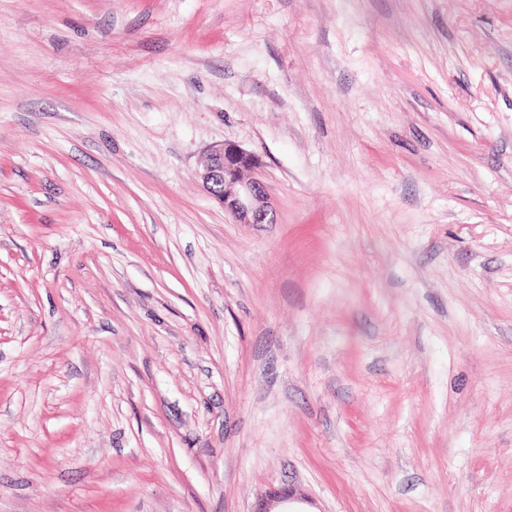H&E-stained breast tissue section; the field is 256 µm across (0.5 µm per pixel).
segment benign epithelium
Instances as JSON below:
<instances>
[{
  "mask_svg": "<svg viewBox=\"0 0 512 512\" xmlns=\"http://www.w3.org/2000/svg\"><path fill=\"white\" fill-rule=\"evenodd\" d=\"M260 166L259 157L223 142L207 150L196 172L203 189L239 224H273L274 209L265 186L248 173Z\"/></svg>",
  "mask_w": 512,
  "mask_h": 512,
  "instance_id": "1",
  "label": "benign epithelium"
}]
</instances>
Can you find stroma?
Masks as SVG:
<instances>
[{"label":"stroma","instance_id":"1","mask_svg":"<svg viewBox=\"0 0 512 512\" xmlns=\"http://www.w3.org/2000/svg\"><path fill=\"white\" fill-rule=\"evenodd\" d=\"M288 488L512 512V0H0V512ZM260 166L259 157L240 146L212 145L196 172L203 189L239 224L275 223L274 209L265 186L248 173Z\"/></svg>","mask_w":512,"mask_h":512}]
</instances>
